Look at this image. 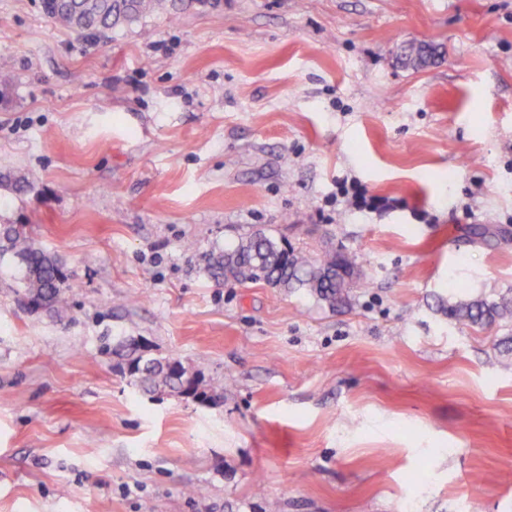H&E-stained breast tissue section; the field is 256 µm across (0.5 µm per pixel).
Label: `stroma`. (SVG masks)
<instances>
[{
	"label": "stroma",
	"instance_id": "1",
	"mask_svg": "<svg viewBox=\"0 0 512 512\" xmlns=\"http://www.w3.org/2000/svg\"><path fill=\"white\" fill-rule=\"evenodd\" d=\"M0 72V172L34 184H0V224L71 308L0 269V512H512V320L448 316L512 291V0H219L92 37L0 0ZM258 230L356 253L350 304L214 282ZM127 337L223 399L141 392ZM434 48L431 45L426 43H421L418 45H411L408 48H405L400 55V59L402 63L406 66H411L412 68L418 69L428 65ZM420 60L423 65H419L417 60ZM337 193L343 198H347L350 205L355 209H377L388 206V202L383 199L367 197L364 192L353 182L348 183L343 179L336 182ZM6 259L18 274L19 293L24 299L58 317L67 315L63 295L68 276L57 258L34 245L25 224L0 225V263Z\"/></svg>",
	"mask_w": 512,
	"mask_h": 512
}]
</instances>
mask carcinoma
<instances>
[{"instance_id":"carcinoma-1","label":"carcinoma","mask_w":512,"mask_h":512,"mask_svg":"<svg viewBox=\"0 0 512 512\" xmlns=\"http://www.w3.org/2000/svg\"><path fill=\"white\" fill-rule=\"evenodd\" d=\"M194 0H42L43 12L78 34H95L140 22L148 16L179 18L178 11ZM431 45L421 43L404 49L402 63L415 69L428 65ZM9 260L16 270L24 299L43 306L58 317L69 308L63 295L68 276L57 258L36 247L24 224L0 225V263ZM216 281L231 278L241 283L263 282L302 291L317 302L336 307L347 301L354 280L360 276L359 257L348 251H326L313 256L297 252L262 232L240 239L229 249L214 250L207 268ZM448 316L470 326L512 320V297L497 300L460 298L448 306ZM116 354L120 372L148 393H174L214 404L224 393L211 387L200 389L201 376L189 373L181 361L147 356L138 342L128 338Z\"/></svg>"}]
</instances>
